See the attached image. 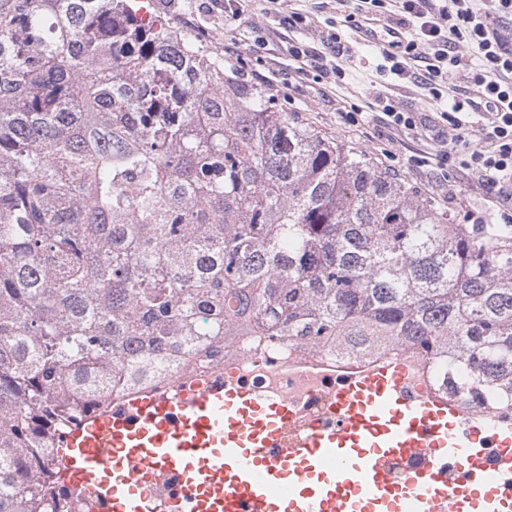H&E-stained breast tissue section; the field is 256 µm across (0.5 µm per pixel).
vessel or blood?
I'll return each mask as SVG.
<instances>
[{
  "label": "vessel or blood",
  "instance_id": "1",
  "mask_svg": "<svg viewBox=\"0 0 512 512\" xmlns=\"http://www.w3.org/2000/svg\"><path fill=\"white\" fill-rule=\"evenodd\" d=\"M335 410L299 427L276 400L210 383L83 417L60 466L91 512H512L511 419L412 395L397 365L342 384Z\"/></svg>",
  "mask_w": 512,
  "mask_h": 512
}]
</instances>
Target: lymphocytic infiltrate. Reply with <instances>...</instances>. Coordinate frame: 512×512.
Listing matches in <instances>:
<instances>
[{"instance_id":"obj_1","label":"lymphocytic infiltrate","mask_w":512,"mask_h":512,"mask_svg":"<svg viewBox=\"0 0 512 512\" xmlns=\"http://www.w3.org/2000/svg\"><path fill=\"white\" fill-rule=\"evenodd\" d=\"M407 37L385 42L378 72L407 78L433 101L437 122L391 98L380 99L385 124L433 142L440 167L456 161L512 223V0H401ZM424 62L422 72L412 68ZM487 122L473 120L478 109Z\"/></svg>"}]
</instances>
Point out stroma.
Listing matches in <instances>:
<instances>
[{
    "mask_svg": "<svg viewBox=\"0 0 512 512\" xmlns=\"http://www.w3.org/2000/svg\"><path fill=\"white\" fill-rule=\"evenodd\" d=\"M149 6L153 16L169 23L179 32L209 43L216 51L227 49L240 56L235 69L247 80L259 74H274L276 82L284 83L277 92L276 101L283 110L295 114L300 121L321 135L352 144L375 159H382L386 147H394L398 160L394 167L401 179L424 202L431 204L443 219L451 224L463 221L465 213H480L486 223L496 221V211L483 189L462 169L449 168L448 177L456 189L459 202L449 206L444 195L427 190L424 175L412 168L410 159L422 155L424 144L404 140L393 143L394 132L379 119L376 99L385 95L401 104L423 109L432 115L437 108L427 91L412 81L401 80L390 84H376V67L380 63L378 44L365 41L362 30H379L396 25L398 9L389 5L378 12L362 11L358 0H244L243 14L237 21L224 20L222 0H141ZM304 16L303 24L291 27L284 19L292 13ZM340 34L347 50L337 56H328V66L344 69L346 77L336 82L325 79L326 94L313 89L311 76L295 71L286 48L289 42L322 48L332 34ZM353 106L367 112L368 120L359 128L340 125L336 118L339 106Z\"/></svg>",
    "mask_w": 512,
    "mask_h": 512,
    "instance_id": "stroma-1",
    "label": "stroma"
}]
</instances>
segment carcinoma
<instances>
[{
  "mask_svg": "<svg viewBox=\"0 0 512 512\" xmlns=\"http://www.w3.org/2000/svg\"><path fill=\"white\" fill-rule=\"evenodd\" d=\"M131 0H0V512L77 418L227 336L429 352L512 407V224H446Z\"/></svg>",
  "mask_w": 512,
  "mask_h": 512,
  "instance_id": "obj_1",
  "label": "carcinoma"
}]
</instances>
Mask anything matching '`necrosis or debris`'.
Instances as JSON below:
<instances>
[{
  "mask_svg": "<svg viewBox=\"0 0 512 512\" xmlns=\"http://www.w3.org/2000/svg\"><path fill=\"white\" fill-rule=\"evenodd\" d=\"M389 363L404 368L411 393L440 397L436 372L418 348L399 345L359 355L311 351L288 339L234 336L218 354L176 360L160 379L114 389L112 403L118 406L177 386L222 380L246 387L259 398L281 401L313 424L330 425L336 421L331 407L337 384Z\"/></svg>",
  "mask_w": 512,
  "mask_h": 512,
  "instance_id": "necrosis-or-debris-1",
  "label": "necrosis or debris"
}]
</instances>
